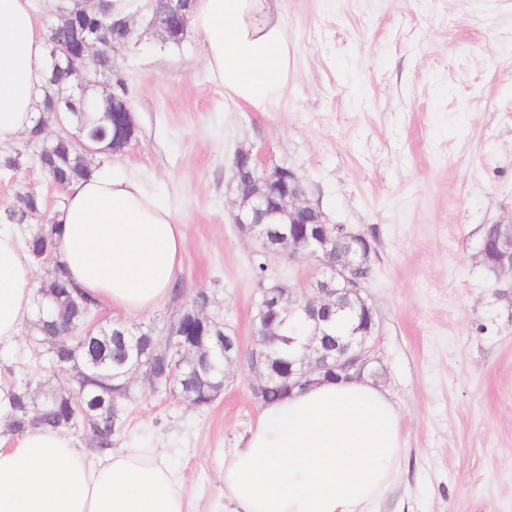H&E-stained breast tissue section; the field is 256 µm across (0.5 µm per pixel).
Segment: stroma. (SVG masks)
Segmentation results:
<instances>
[{
	"mask_svg": "<svg viewBox=\"0 0 512 512\" xmlns=\"http://www.w3.org/2000/svg\"><path fill=\"white\" fill-rule=\"evenodd\" d=\"M294 47L269 111L228 98L193 36L117 49L135 132L113 164L183 226V302L210 295L242 347L262 283L305 286L307 255L268 257L237 231L234 157L286 164L329 223L373 239L365 296L376 321L373 383L402 417L403 451L378 512H512V274L480 256L487 225L512 221V0H282ZM34 189L50 225L65 193L35 161L0 174V217ZM30 329L0 370L47 377ZM245 361L198 408L134 384L119 443L168 448L190 493L218 499L224 453L259 405Z\"/></svg>",
	"mask_w": 512,
	"mask_h": 512,
	"instance_id": "stroma-1",
	"label": "stroma"
}]
</instances>
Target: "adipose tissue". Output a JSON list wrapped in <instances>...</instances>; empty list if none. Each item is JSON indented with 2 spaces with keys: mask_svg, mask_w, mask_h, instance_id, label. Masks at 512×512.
Instances as JSON below:
<instances>
[{
  "mask_svg": "<svg viewBox=\"0 0 512 512\" xmlns=\"http://www.w3.org/2000/svg\"><path fill=\"white\" fill-rule=\"evenodd\" d=\"M281 0H194L190 30L211 78L268 111L288 86ZM51 70L33 0H0V145L35 126ZM56 252L86 296L129 316L164 301L186 240L170 208L106 165L73 181L53 214ZM17 225H0V347L34 317V259ZM403 448L389 394L325 379L261 405L220 475L227 512H374ZM166 453L135 443L91 453L61 429L0 440V512H195Z\"/></svg>",
  "mask_w": 512,
  "mask_h": 512,
  "instance_id": "1",
  "label": "adipose tissue"
}]
</instances>
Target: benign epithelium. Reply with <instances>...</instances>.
Instances as JSON below:
<instances>
[{"label":"benign epithelium","mask_w":512,"mask_h":512,"mask_svg":"<svg viewBox=\"0 0 512 512\" xmlns=\"http://www.w3.org/2000/svg\"><path fill=\"white\" fill-rule=\"evenodd\" d=\"M101 48L84 38L62 37L53 39L49 49L52 69L66 64L71 78L65 88L52 100L48 113L58 127L54 137L68 138L77 151L92 160L99 154L117 153V149L104 144L95 134L75 136L67 129L69 114L85 111L87 92L100 83L101 71L97 58ZM96 123L104 129L115 125L123 132L135 131L133 112L127 100L112 95L95 107ZM237 169L239 197L234 212V223L240 233L258 246V251L278 255L273 247L288 245V256L304 252L318 263V275L309 284L291 292L286 298L282 286L272 283L261 290L253 317V340L249 347L248 368L256 383L254 395L267 388L278 373L270 368L271 354L257 344L258 335L278 324L284 325L299 313H304L313 323L309 335L296 355L288 360V390L303 388L323 376L335 374L347 378H362L368 374L375 356V328L372 307L363 296L364 287L356 273L369 263L371 249H359L354 241L362 233L348 224H330L322 212L313 210V203L297 172L284 165L267 169L252 158L249 151L237 152L234 161ZM498 235L493 243L500 257L499 272L512 273V224L498 225ZM349 314L358 321L357 329L336 348H326L323 338L327 335L332 316ZM193 315L224 331L220 337V360L230 365L243 352L236 335L227 331L226 325L206 312L194 308ZM184 322L176 321L156 338L152 351L133 347L137 372H143L153 359L161 354L172 357L177 371H194L199 354L184 351Z\"/></svg>","instance_id":"benign-epithelium-1"}]
</instances>
